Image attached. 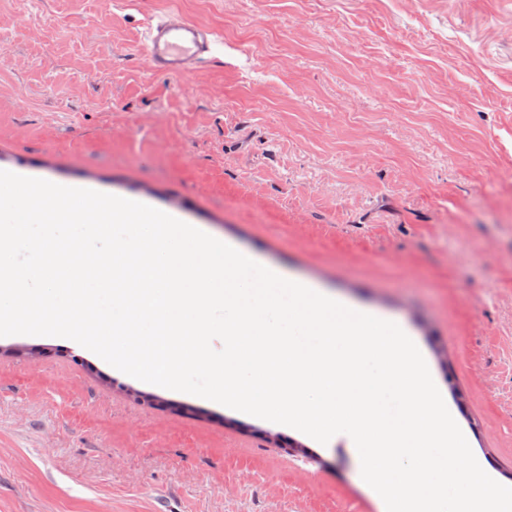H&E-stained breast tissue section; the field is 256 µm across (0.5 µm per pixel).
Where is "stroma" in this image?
<instances>
[{
	"instance_id": "obj_1",
	"label": "stroma",
	"mask_w": 512,
	"mask_h": 512,
	"mask_svg": "<svg viewBox=\"0 0 512 512\" xmlns=\"http://www.w3.org/2000/svg\"><path fill=\"white\" fill-rule=\"evenodd\" d=\"M169 13L215 62L147 68ZM0 170L178 214L403 325L512 487V0H0ZM138 386L0 337V512H379L347 434L273 445Z\"/></svg>"
}]
</instances>
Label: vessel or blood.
<instances>
[{"label":"vessel or blood","instance_id":"1","mask_svg":"<svg viewBox=\"0 0 512 512\" xmlns=\"http://www.w3.org/2000/svg\"><path fill=\"white\" fill-rule=\"evenodd\" d=\"M216 44L214 31L171 14L153 19L142 38L149 69L176 76L190 74L213 62Z\"/></svg>","mask_w":512,"mask_h":512}]
</instances>
